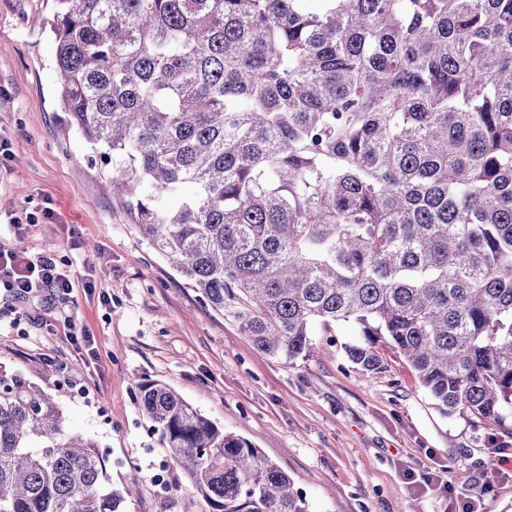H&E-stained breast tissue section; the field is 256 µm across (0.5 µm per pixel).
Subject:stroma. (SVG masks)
Listing matches in <instances>:
<instances>
[{"label":"stroma","mask_w":512,"mask_h":512,"mask_svg":"<svg viewBox=\"0 0 512 512\" xmlns=\"http://www.w3.org/2000/svg\"><path fill=\"white\" fill-rule=\"evenodd\" d=\"M53 7L0 0V246L54 259L74 288L51 301L0 293V367L49 388L107 455L113 485L139 475L128 512H207L142 414L147 379L260 448L310 512H448L449 488L478 512H512L498 462L512 435L443 415L391 349L386 372L353 369L346 324L316 327L310 355L291 364L258 351L141 239L62 108L43 24ZM32 215L17 237L12 221ZM70 316L84 338H71Z\"/></svg>","instance_id":"35a3bbf8"}]
</instances>
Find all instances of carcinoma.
I'll list each match as a JSON object with an SVG mask.
<instances>
[{
    "mask_svg": "<svg viewBox=\"0 0 512 512\" xmlns=\"http://www.w3.org/2000/svg\"><path fill=\"white\" fill-rule=\"evenodd\" d=\"M69 123L141 238L291 364L356 326L445 415L512 420V0H54ZM143 415L209 512H308L159 380ZM96 441L0 371V512H126Z\"/></svg>",
    "mask_w": 512,
    "mask_h": 512,
    "instance_id": "1",
    "label": "carcinoma"
}]
</instances>
